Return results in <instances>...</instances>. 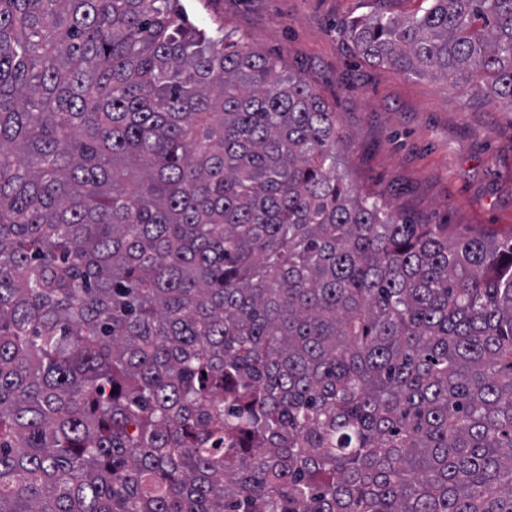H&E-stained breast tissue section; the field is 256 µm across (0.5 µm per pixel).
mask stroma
Returning <instances> with one entry per match:
<instances>
[{"mask_svg": "<svg viewBox=\"0 0 512 512\" xmlns=\"http://www.w3.org/2000/svg\"><path fill=\"white\" fill-rule=\"evenodd\" d=\"M192 23L277 56L329 103L352 183L420 224L512 228V109L474 87L410 76L355 53L356 17L424 0H183Z\"/></svg>", "mask_w": 512, "mask_h": 512, "instance_id": "obj_1", "label": "stroma"}]
</instances>
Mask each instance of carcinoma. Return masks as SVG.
<instances>
[{"mask_svg": "<svg viewBox=\"0 0 512 512\" xmlns=\"http://www.w3.org/2000/svg\"><path fill=\"white\" fill-rule=\"evenodd\" d=\"M349 35L512 106V0ZM339 141L181 0H0V512H512V235Z\"/></svg>", "mask_w": 512, "mask_h": 512, "instance_id": "obj_1", "label": "carcinoma"}]
</instances>
